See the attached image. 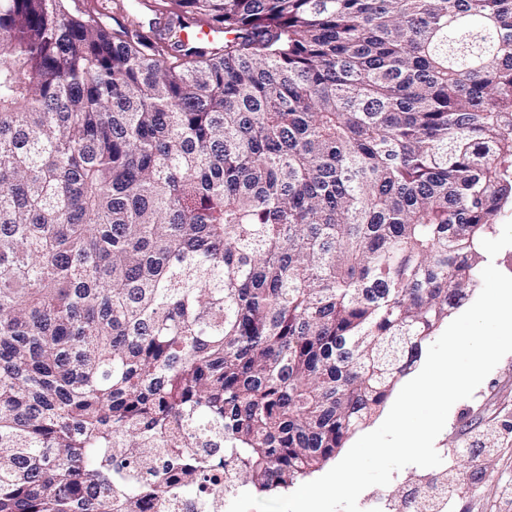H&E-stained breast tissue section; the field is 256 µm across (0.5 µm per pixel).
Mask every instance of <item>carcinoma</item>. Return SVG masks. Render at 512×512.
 <instances>
[{
	"label": "carcinoma",
	"mask_w": 512,
	"mask_h": 512,
	"mask_svg": "<svg viewBox=\"0 0 512 512\" xmlns=\"http://www.w3.org/2000/svg\"><path fill=\"white\" fill-rule=\"evenodd\" d=\"M141 2L0 0V512L322 469L512 203V0Z\"/></svg>",
	"instance_id": "cac0c4a2"
}]
</instances>
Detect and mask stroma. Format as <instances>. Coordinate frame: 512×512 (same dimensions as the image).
Here are the masks:
<instances>
[{
	"instance_id": "obj_1",
	"label": "stroma",
	"mask_w": 512,
	"mask_h": 512,
	"mask_svg": "<svg viewBox=\"0 0 512 512\" xmlns=\"http://www.w3.org/2000/svg\"><path fill=\"white\" fill-rule=\"evenodd\" d=\"M494 427L512 430V354L502 358L471 398L453 405L435 440L436 450L450 452L453 477L465 479L450 504L452 512H512L498 499L499 486L512 483V439L495 443L479 462L464 452L471 439Z\"/></svg>"
}]
</instances>
